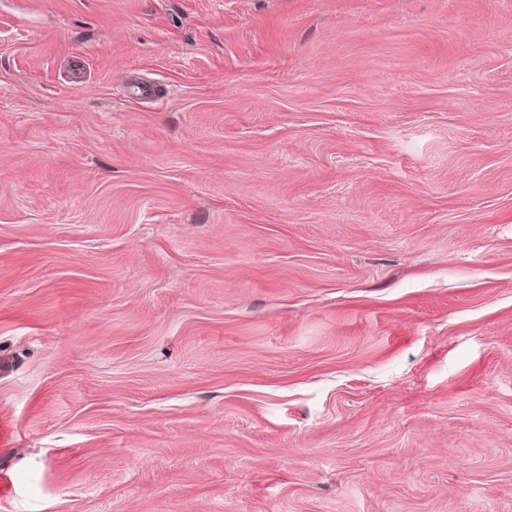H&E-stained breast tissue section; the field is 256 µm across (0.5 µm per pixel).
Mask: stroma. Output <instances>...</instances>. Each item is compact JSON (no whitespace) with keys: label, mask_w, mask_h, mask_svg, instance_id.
I'll use <instances>...</instances> for the list:
<instances>
[{"label":"stroma","mask_w":512,"mask_h":512,"mask_svg":"<svg viewBox=\"0 0 512 512\" xmlns=\"http://www.w3.org/2000/svg\"><path fill=\"white\" fill-rule=\"evenodd\" d=\"M0 429V512H512V0H0Z\"/></svg>","instance_id":"obj_1"}]
</instances>
